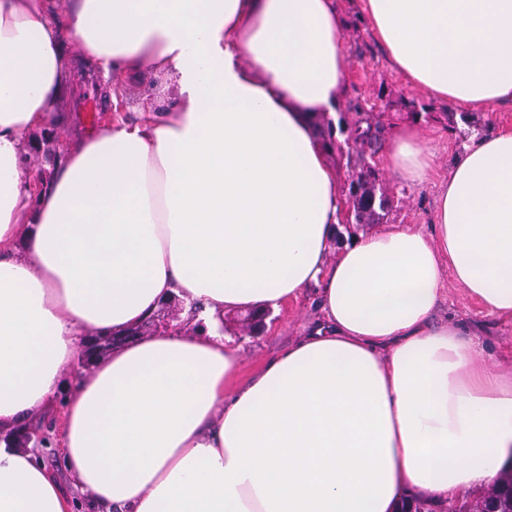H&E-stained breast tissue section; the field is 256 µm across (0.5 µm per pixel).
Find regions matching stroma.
<instances>
[{"mask_svg":"<svg viewBox=\"0 0 512 512\" xmlns=\"http://www.w3.org/2000/svg\"><path fill=\"white\" fill-rule=\"evenodd\" d=\"M344 20L343 48L347 63V78L341 96L342 103L352 101L374 102L377 93H384L389 107L384 120L398 127L411 120L407 112L409 102H425V95L411 86L390 64L384 50L374 38L370 22L362 10V0H336ZM104 83L90 68L79 65L74 70L71 91L60 109L66 120L56 126L57 147L60 151L75 149L84 137L87 127L72 118L75 106L89 93L100 96L102 111H120L126 117L135 116L144 98L166 99L169 95L162 77L149 73H135L115 85L109 96L100 93ZM433 114L423 120L429 143L436 153L439 175H447L455 155L461 151L471 132L487 133L503 126L512 127V105L490 106L481 110H452L447 104L432 103ZM381 177L392 191L393 207L387 224H405L422 231H430L433 217L435 188L426 185L411 188L395 174L382 172ZM317 287L306 289L297 300L284 303L279 310L267 311L263 328L249 331L246 313L228 312L224 315L223 334L240 346L243 356V374L258 372L267 359L299 340L309 325L321 320ZM440 322L452 320L462 324L484 348L489 361L512 362V323L487 314L468 297L463 288L452 286L436 312ZM59 414L40 415L41 430L49 437L46 447L36 454L43 463L56 472L64 489H71L66 462L59 444Z\"/></svg>","mask_w":512,"mask_h":512,"instance_id":"obj_1","label":"stroma"}]
</instances>
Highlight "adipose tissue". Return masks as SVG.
I'll use <instances>...</instances> for the list:
<instances>
[{
	"mask_svg": "<svg viewBox=\"0 0 512 512\" xmlns=\"http://www.w3.org/2000/svg\"><path fill=\"white\" fill-rule=\"evenodd\" d=\"M391 65L466 109L512 103V0H362ZM74 44L104 78L163 76L164 109L89 133L34 185L20 144L57 124ZM336 0H0V433L63 405L71 497L0 440V512H398L512 460V365L434 321L449 284L512 321V129L444 180L419 125L384 167L437 182L432 233L334 251L344 212L319 121L346 78ZM335 261H328V254ZM318 286L323 322L241 376L218 332ZM182 323L67 384L87 334ZM182 307V303L177 299L163 304L153 316L151 325L145 329V334L150 335L163 331L172 321L179 319Z\"/></svg>",
	"mask_w": 512,
	"mask_h": 512,
	"instance_id": "1",
	"label": "adipose tissue"
}]
</instances>
